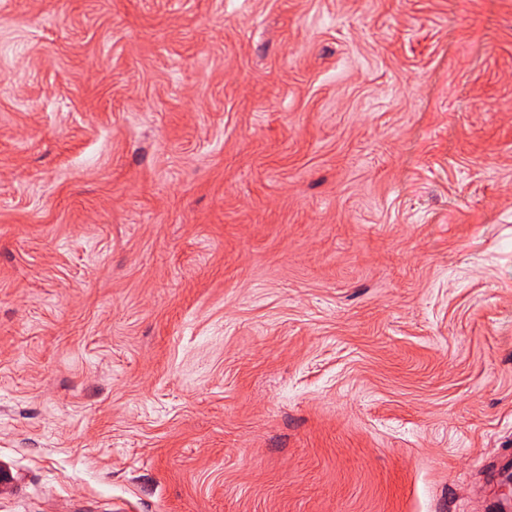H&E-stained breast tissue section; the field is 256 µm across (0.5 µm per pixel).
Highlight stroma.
<instances>
[{
    "instance_id": "obj_1",
    "label": "stroma",
    "mask_w": 512,
    "mask_h": 512,
    "mask_svg": "<svg viewBox=\"0 0 512 512\" xmlns=\"http://www.w3.org/2000/svg\"><path fill=\"white\" fill-rule=\"evenodd\" d=\"M512 0H0V512H497Z\"/></svg>"
}]
</instances>
